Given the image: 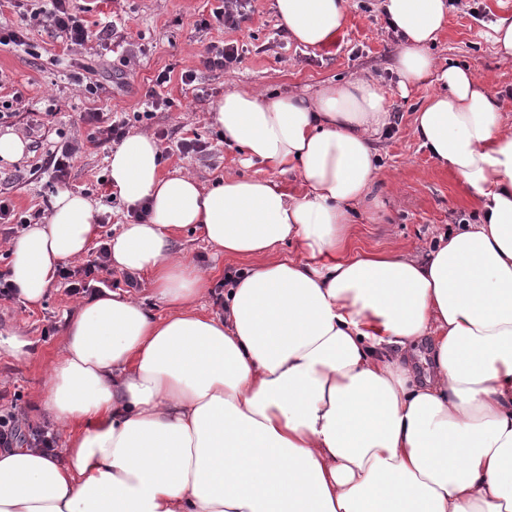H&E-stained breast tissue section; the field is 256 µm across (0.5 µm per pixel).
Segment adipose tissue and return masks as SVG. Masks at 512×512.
I'll use <instances>...</instances> for the list:
<instances>
[{"label": "adipose tissue", "instance_id": "obj_1", "mask_svg": "<svg viewBox=\"0 0 512 512\" xmlns=\"http://www.w3.org/2000/svg\"><path fill=\"white\" fill-rule=\"evenodd\" d=\"M403 35L402 89L436 78L417 110L422 147L460 179L479 221L426 256L355 249L351 226L380 178L373 135L384 90L355 77L315 95L225 92L227 144L280 172L213 186L162 170L128 136L110 183L145 222L108 243L113 270L151 277L155 317L108 289L79 308L49 369L46 411L73 432L63 458L0 451V512H512V127L483 80L429 53L445 0H383ZM306 47L332 43L347 0H274ZM201 231L233 276L223 311L195 302L211 279L172 248ZM96 209L68 190L11 242L9 281L39 303L83 256ZM298 243V255L282 248Z\"/></svg>", "mask_w": 512, "mask_h": 512}]
</instances>
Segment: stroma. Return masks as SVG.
<instances>
[{
	"mask_svg": "<svg viewBox=\"0 0 512 512\" xmlns=\"http://www.w3.org/2000/svg\"><path fill=\"white\" fill-rule=\"evenodd\" d=\"M77 4L85 8L84 18L90 23L114 13L126 18V26L111 36L120 45L118 52L106 51L96 39L67 47L52 28L43 26L28 27L23 45L0 46V136L14 134L27 143L18 161L0 158V199L14 208L9 222L0 223V270H8L11 263L9 241L23 232L25 223H45L60 190L94 202L101 217L97 243L109 241L128 223L123 200L107 182L113 144L85 146L65 181L51 174L57 142L86 137L88 127L80 116L88 111L125 113L132 132L150 134L164 148V171L182 169L207 185L229 172L265 176L300 192L293 174L247 162L243 152L225 144L213 127V105L232 88L273 96L311 94L356 76L374 78L382 86L398 122L376 143L382 180L373 191L374 203L355 220L353 236L359 248L383 251L402 246L425 253L437 246L441 235L475 222L477 203L413 133L416 110L439 85L431 79L409 91L400 90L394 69L400 38L382 10V0H348L343 31L334 43L314 49L291 38L273 10V0H249L247 17L236 29L216 22L213 11L219 0H77ZM509 15L512 0H460L449 8L448 24L431 54L437 67L459 64L484 80L512 121V63H504L493 44L498 18ZM227 43L242 46L240 63L226 70L205 68L207 49ZM188 70L197 75L190 87L180 81ZM163 71L171 74L163 90L170 104L146 112L145 93ZM185 139L199 140L205 151L179 152L176 145ZM173 246L213 276L214 291L198 299V307L221 312L226 274L248 269V262L217 255L197 231L178 234ZM109 288L126 292L154 316L169 312L147 275L130 282L123 273L113 272ZM82 300L60 278L35 306L0 297V331L19 332L34 343L27 358L0 351V410L18 413L23 425L54 431L60 448L72 429L53 420L42 400L49 368L62 352L64 331Z\"/></svg>",
	"mask_w": 512,
	"mask_h": 512,
	"instance_id": "stroma-1",
	"label": "stroma"
}]
</instances>
